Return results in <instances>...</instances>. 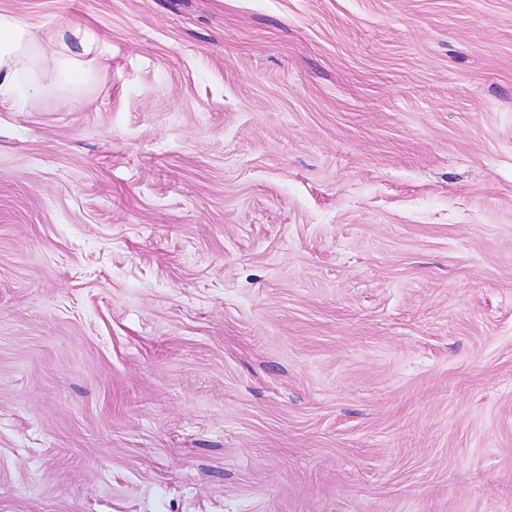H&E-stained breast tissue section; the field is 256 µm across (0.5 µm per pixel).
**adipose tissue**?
I'll list each match as a JSON object with an SVG mask.
<instances>
[{"label": "adipose tissue", "mask_w": 512, "mask_h": 512, "mask_svg": "<svg viewBox=\"0 0 512 512\" xmlns=\"http://www.w3.org/2000/svg\"><path fill=\"white\" fill-rule=\"evenodd\" d=\"M111 54L77 24L44 29L25 17L0 13V108L23 110L24 98L41 96L48 81L68 91L71 77L92 80Z\"/></svg>", "instance_id": "adipose-tissue-1"}]
</instances>
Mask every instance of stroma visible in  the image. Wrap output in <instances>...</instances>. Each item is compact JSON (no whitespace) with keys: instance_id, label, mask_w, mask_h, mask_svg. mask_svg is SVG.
<instances>
[{"instance_id":"1","label":"stroma","mask_w":512,"mask_h":512,"mask_svg":"<svg viewBox=\"0 0 512 512\" xmlns=\"http://www.w3.org/2000/svg\"><path fill=\"white\" fill-rule=\"evenodd\" d=\"M0 10V512H512V0ZM111 48L88 32L86 27L66 24L45 30L25 17L0 13V109L24 110L17 95L21 82L26 96L38 98L54 79L69 93V80H92L103 69Z\"/></svg>"}]
</instances>
